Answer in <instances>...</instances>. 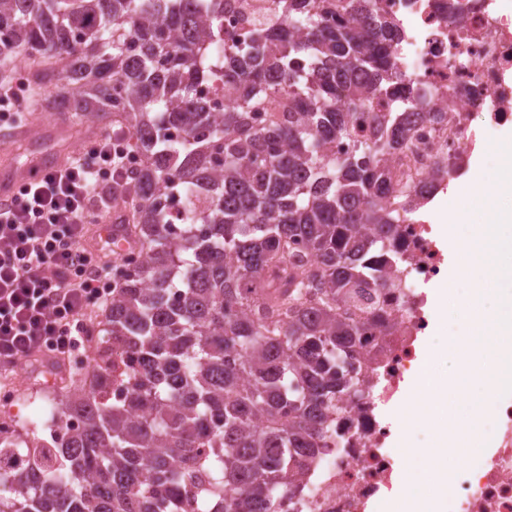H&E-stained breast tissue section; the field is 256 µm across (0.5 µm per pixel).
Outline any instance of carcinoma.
<instances>
[{"label":"carcinoma","instance_id":"carcinoma-1","mask_svg":"<svg viewBox=\"0 0 512 512\" xmlns=\"http://www.w3.org/2000/svg\"><path fill=\"white\" fill-rule=\"evenodd\" d=\"M224 47V0H0V48L40 58L30 112L120 116L147 164L92 360L97 384L0 440V512H281L354 387L336 307L385 288L398 216L380 158L410 121L338 107L400 78L374 0H271ZM222 56L224 110L196 95ZM288 97V122L261 120ZM340 136L354 153L327 154ZM176 203L172 229L161 193Z\"/></svg>","mask_w":512,"mask_h":512}]
</instances>
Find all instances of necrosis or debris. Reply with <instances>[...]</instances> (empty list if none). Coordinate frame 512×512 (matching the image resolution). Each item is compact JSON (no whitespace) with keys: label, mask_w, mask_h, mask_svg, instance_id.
I'll list each match as a JSON object with an SVG mask.
<instances>
[{"label":"necrosis or debris","mask_w":512,"mask_h":512,"mask_svg":"<svg viewBox=\"0 0 512 512\" xmlns=\"http://www.w3.org/2000/svg\"><path fill=\"white\" fill-rule=\"evenodd\" d=\"M397 26L391 52L401 81L357 102L360 112L385 117L412 102V130L386 155L388 207L401 212L394 267L396 285L367 289L346 304L359 327L362 375L371 392L346 402L321 449L282 512H371L401 494L403 457L395 446L403 426L388 409L430 357L438 301L433 289L448 278L441 217L421 215V201L448 190L449 171H462L474 151L488 152L497 130L512 124V0H378ZM269 0H229L225 40L249 41ZM493 447L477 460H449L453 512H512V398L493 406Z\"/></svg>","instance_id":"obj_1"}]
</instances>
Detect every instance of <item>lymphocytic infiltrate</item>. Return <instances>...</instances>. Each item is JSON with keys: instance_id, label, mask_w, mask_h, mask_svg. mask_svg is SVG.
Listing matches in <instances>:
<instances>
[{"instance_id": "f902f5d3", "label": "lymphocytic infiltrate", "mask_w": 512, "mask_h": 512, "mask_svg": "<svg viewBox=\"0 0 512 512\" xmlns=\"http://www.w3.org/2000/svg\"><path fill=\"white\" fill-rule=\"evenodd\" d=\"M133 150L125 127H109L0 199V375L44 351L69 356L90 334L91 311L108 309L114 263L90 227L115 208L132 219Z\"/></svg>"}]
</instances>
